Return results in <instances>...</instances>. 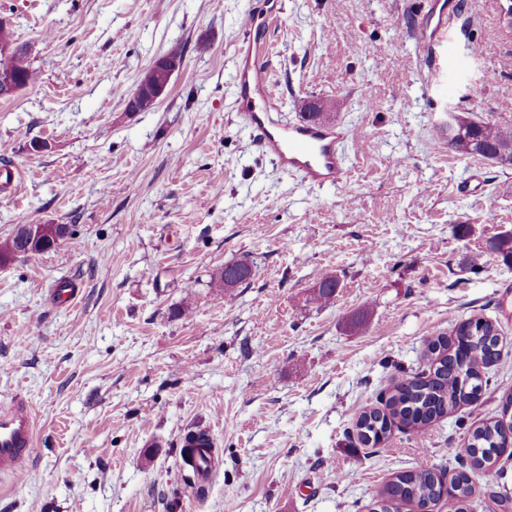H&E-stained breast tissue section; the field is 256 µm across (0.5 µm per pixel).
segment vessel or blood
Returning a JSON list of instances; mask_svg holds the SVG:
<instances>
[{
    "mask_svg": "<svg viewBox=\"0 0 512 512\" xmlns=\"http://www.w3.org/2000/svg\"><path fill=\"white\" fill-rule=\"evenodd\" d=\"M432 22L418 38L417 54L431 70H438L440 51L459 14L457 0H427ZM280 18L278 9L248 14L244 34L236 50V88L241 119L250 127L254 145L270 156L278 170L296 173L308 185L343 187L350 179L352 162L347 152L351 136L340 124L300 120L275 124L270 114L277 109L266 64L268 45L261 33ZM34 440V420L21 399L0 406V473L25 481L29 472L23 461Z\"/></svg>",
    "mask_w": 512,
    "mask_h": 512,
    "instance_id": "obj_1",
    "label": "vessel or blood"
}]
</instances>
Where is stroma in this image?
<instances>
[{
	"mask_svg": "<svg viewBox=\"0 0 512 512\" xmlns=\"http://www.w3.org/2000/svg\"><path fill=\"white\" fill-rule=\"evenodd\" d=\"M460 2L434 82L413 60L421 0H282L265 32L277 119L319 100L358 140L350 182L318 188L237 117L236 46L265 0H0L36 74L0 96V174L22 178L0 184V242L22 217L71 228L0 265V404L23 398L36 422L35 476L0 475V512H372L420 468L486 493L455 451L512 425V261L493 248L512 233V165L451 149L448 115L512 125V27L499 0ZM174 46L165 94L127 115ZM238 261L250 280L217 293ZM325 272L335 297L306 303ZM475 318L501 348L478 401L361 444V412ZM198 429L220 456L203 498L179 455ZM154 82H155V73L151 66L143 73V75L141 76V78L137 84V87H136V90L141 89L142 92L144 93V95H142V97L139 101L140 111L137 107V102H136L138 93H137V91H135L126 101V104H125L126 112H128L130 115H133V114H135V112L146 111L154 105V103H152L150 101L149 97L145 94L146 89H150L152 87V85L154 84Z\"/></svg>",
	"mask_w": 512,
	"mask_h": 512,
	"instance_id": "obj_1",
	"label": "stroma"
}]
</instances>
